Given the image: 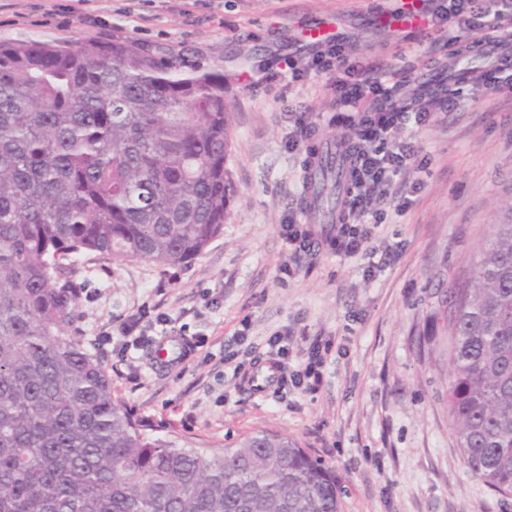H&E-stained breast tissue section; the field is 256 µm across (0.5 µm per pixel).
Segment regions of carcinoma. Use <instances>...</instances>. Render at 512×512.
I'll list each match as a JSON object with an SVG mask.
<instances>
[{
	"label": "carcinoma",
	"mask_w": 512,
	"mask_h": 512,
	"mask_svg": "<svg viewBox=\"0 0 512 512\" xmlns=\"http://www.w3.org/2000/svg\"><path fill=\"white\" fill-rule=\"evenodd\" d=\"M224 72L128 39L0 44V512H341L336 470L256 431L224 455L148 433L68 334L63 261L180 265L224 229ZM308 206L342 179L319 158ZM448 414L463 463L512 496V218L448 286Z\"/></svg>",
	"instance_id": "obj_1"
}]
</instances>
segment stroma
Returning a JSON list of instances; mask_svg holds the SVG:
<instances>
[{
  "instance_id": "stroma-1",
  "label": "stroma",
  "mask_w": 512,
  "mask_h": 512,
  "mask_svg": "<svg viewBox=\"0 0 512 512\" xmlns=\"http://www.w3.org/2000/svg\"><path fill=\"white\" fill-rule=\"evenodd\" d=\"M400 0H0V42L132 40L223 68L235 192L224 231L178 266L90 253L73 268L81 287L74 336L109 368L114 396L179 445L219 457L244 434L297 440L346 480L342 512H512L461 460L448 415V284L482 256L512 205V68L489 89L473 59L428 48L410 29L387 31L378 12ZM343 33L348 56L382 68L395 100L439 87L458 110L435 112L399 139L414 152L370 245L391 257L368 270L324 239L301 205L305 162L328 141L356 136L355 113L335 105L336 70L289 80L283 58L306 63V31ZM294 222L310 251L283 236ZM288 337V366L332 342L316 390L251 384L267 340ZM190 346L158 368L165 337Z\"/></svg>"
}]
</instances>
